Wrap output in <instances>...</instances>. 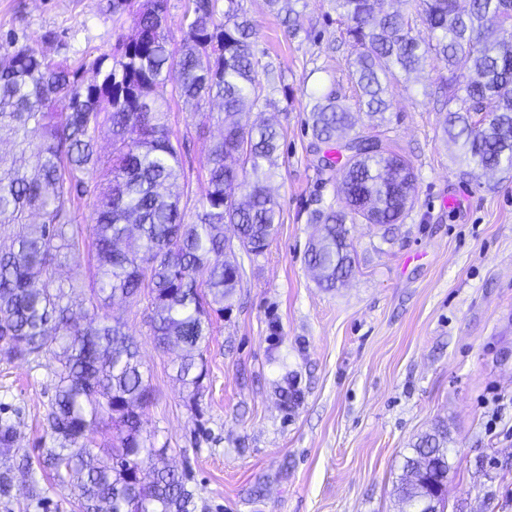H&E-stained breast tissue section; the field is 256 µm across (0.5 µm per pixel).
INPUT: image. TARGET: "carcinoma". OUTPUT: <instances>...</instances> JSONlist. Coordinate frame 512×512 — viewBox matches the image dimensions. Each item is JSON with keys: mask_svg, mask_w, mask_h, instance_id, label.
<instances>
[{"mask_svg": "<svg viewBox=\"0 0 512 512\" xmlns=\"http://www.w3.org/2000/svg\"><path fill=\"white\" fill-rule=\"evenodd\" d=\"M301 0H267L283 15L290 36L303 29ZM167 0L132 11V26L117 43L125 54L98 56V79L86 82L67 60H51L36 44L9 42L0 51V138L28 158L0 155V361L51 355L58 383L47 427L55 448L37 458L10 455L16 429L0 423V500L11 502L16 482L28 485L29 503L47 507L35 469L71 488L77 512H189L194 493L186 477L165 462L166 449L148 443L141 429L151 398L138 351L99 311L115 299L147 302L155 345L182 347L176 377L197 396L207 376L196 351L209 344L215 319L235 294L241 266H225L228 238L248 256L264 252L277 233L280 206L268 191L276 175L280 132L269 122H243L245 110L266 107L279 90L272 64H261L256 31L243 0H195L184 17L179 53L170 50ZM340 42L349 49L345 102L335 86L302 91L313 139L328 147L322 167H338L340 210L315 208L308 222L323 235L306 251L317 284L331 290L357 263L347 224L386 229L400 223L414 201L416 175L407 157L387 145L378 129L357 132V116H383L391 84L444 61L448 77L437 90L446 113L442 136L459 151L461 166L485 172L512 170V42L495 36L512 29V0H415L403 13L385 0H336ZM431 33L417 41V23ZM265 80H260L258 72ZM186 103L220 100L224 132L210 147L205 189L196 220L184 222L179 140L169 126L167 85ZM112 134V159L97 150L103 127ZM93 197L91 246L97 262L86 324L74 320L58 280L62 251L78 252L70 233L71 208ZM35 216L37 222L29 221ZM112 447L100 455L92 435L103 425ZM448 428L426 433L405 457L395 487L407 512H444L451 466Z\"/></svg>", "mask_w": 512, "mask_h": 512, "instance_id": "cac0c4a2", "label": "carcinoma"}]
</instances>
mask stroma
<instances>
[{"instance_id": "1", "label": "stroma", "mask_w": 512, "mask_h": 512, "mask_svg": "<svg viewBox=\"0 0 512 512\" xmlns=\"http://www.w3.org/2000/svg\"><path fill=\"white\" fill-rule=\"evenodd\" d=\"M262 62L273 63L285 98L251 111L281 133L269 189L281 222L268 248L240 256L242 281L203 356L197 400L175 378L174 351L156 348L144 305L109 313L137 342L152 398L142 425L183 471L195 512H403L394 494L403 459L426 432L446 425L451 471L444 512H512V172L462 174L455 146L424 94L446 75L436 61L389 88L390 136L412 161L416 201L382 233L354 224V275L320 288L305 254L321 228L310 209L338 205L340 174L319 170L303 88L347 79V48L336 45L334 0H307L304 29L289 37L266 0H246ZM132 24L112 0H0V36L44 44L53 58L91 64L112 52ZM170 125L182 141L186 220H194L209 146L223 128L170 96ZM95 258H60L83 314ZM53 359L0 361V420L30 456L49 448ZM296 390V402L285 400Z\"/></svg>"}]
</instances>
